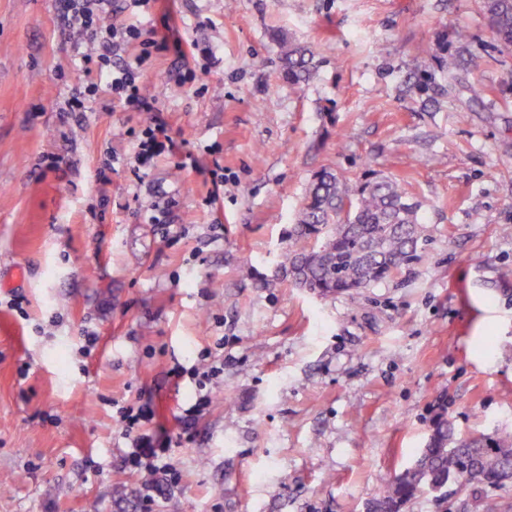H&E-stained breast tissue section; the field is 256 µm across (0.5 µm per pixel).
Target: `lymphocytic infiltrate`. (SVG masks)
<instances>
[{
    "mask_svg": "<svg viewBox=\"0 0 512 512\" xmlns=\"http://www.w3.org/2000/svg\"><path fill=\"white\" fill-rule=\"evenodd\" d=\"M58 10L68 35L84 47L79 67L88 79L84 90L70 99L68 111H86L87 97L102 91L115 100L144 108L140 66L152 51L168 49V39L144 37L138 27L115 20L112 0H58ZM150 417L146 405L121 411L119 422L131 436L124 461L149 476H167L173 470L169 444H153L150 435L135 431Z\"/></svg>",
    "mask_w": 512,
    "mask_h": 512,
    "instance_id": "obj_1",
    "label": "lymphocytic infiltrate"
}]
</instances>
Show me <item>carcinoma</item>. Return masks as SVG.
Here are the masks:
<instances>
[{
  "label": "carcinoma",
  "instance_id": "1",
  "mask_svg": "<svg viewBox=\"0 0 512 512\" xmlns=\"http://www.w3.org/2000/svg\"><path fill=\"white\" fill-rule=\"evenodd\" d=\"M498 42L512 48V0H480ZM281 69L291 84L310 80L311 51L281 39ZM400 182L367 180L352 186L342 175L322 169L313 178L300 211L288 262L300 268L303 287L323 296L368 288L418 259L423 237L418 209ZM479 484L496 486L512 473V430L463 437L440 416L413 466L390 478L376 500L379 512H406L432 487L442 491Z\"/></svg>",
  "mask_w": 512,
  "mask_h": 512
}]
</instances>
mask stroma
Returning a JSON list of instances; mask_svg holds the SVG:
<instances>
[{
  "instance_id": "35a3bbf8",
  "label": "stroma",
  "mask_w": 512,
  "mask_h": 512,
  "mask_svg": "<svg viewBox=\"0 0 512 512\" xmlns=\"http://www.w3.org/2000/svg\"><path fill=\"white\" fill-rule=\"evenodd\" d=\"M121 20L199 53L146 58L155 111L64 114L83 74L56 0H0V512H143L117 418L144 404L143 431L176 441L153 512H366L439 409L462 435L512 430V50L478 0H157ZM281 34L313 50L308 82L283 80ZM157 121L177 151L133 171ZM325 168L403 182L420 258L357 292L297 287ZM205 351L224 372L186 428ZM488 495L512 512V482L406 512Z\"/></svg>"
}]
</instances>
